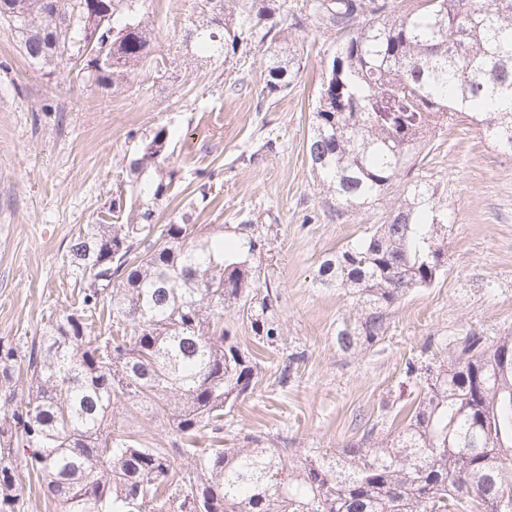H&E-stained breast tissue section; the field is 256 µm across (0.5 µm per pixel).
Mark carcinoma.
I'll return each instance as SVG.
<instances>
[{"mask_svg":"<svg viewBox=\"0 0 512 512\" xmlns=\"http://www.w3.org/2000/svg\"><path fill=\"white\" fill-rule=\"evenodd\" d=\"M141 5L0 0V23L42 76L81 57L84 77L108 91L153 62ZM310 25L339 41L306 139L329 214L403 185L386 222L317 270L353 299L336 345L356 354L445 263L448 204L422 171L423 150L465 124L512 153V0H194L184 42L218 66L243 45L264 50L263 98L300 70L285 31ZM106 42L107 61L87 51ZM169 144L164 127L144 137L126 168L130 196L73 239L77 305L31 337L0 339V512L18 508L21 467L57 512H512V331L465 330L448 358L425 366L423 395L386 443L370 429L338 452L298 458L223 447L224 410L262 380L261 353L224 328V313L267 350L283 332L271 282L253 265L265 246L257 227L237 225L228 248L224 225L194 223L210 182L177 220L158 223L179 179ZM104 312L111 328L97 333ZM303 359L288 354L282 385ZM123 413L162 420L167 439H139L116 424Z\"/></svg>","mask_w":512,"mask_h":512,"instance_id":"carcinoma-1","label":"carcinoma"}]
</instances>
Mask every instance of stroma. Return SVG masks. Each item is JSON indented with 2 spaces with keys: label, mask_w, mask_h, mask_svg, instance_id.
Returning <instances> with one entry per match:
<instances>
[{
  "label": "stroma",
  "mask_w": 512,
  "mask_h": 512,
  "mask_svg": "<svg viewBox=\"0 0 512 512\" xmlns=\"http://www.w3.org/2000/svg\"><path fill=\"white\" fill-rule=\"evenodd\" d=\"M192 2L144 3L172 78L158 82L142 70L109 93L67 68L42 77L0 24V338L34 335L73 306L75 278L64 262L72 236L108 210L142 138L165 126L180 180L177 195L158 206L160 223L176 218L210 176L213 200L196 223L224 225L228 238L239 224L272 227L271 252L260 261L279 294L283 336L253 396L225 413V447L300 454L345 447L370 429L393 437L418 390L409 367L447 356L463 329L512 330V155L459 126L427 157L453 219L445 270L407 294L379 343L345 354L336 329L353 317L352 301L315 274L384 223L403 194L396 186L369 209L329 214L305 142L336 35L289 31L301 69L287 93L261 102V51L241 49L219 68L185 64ZM240 80L245 89L233 90ZM296 351L305 355L298 377L280 386L277 366Z\"/></svg>",
  "instance_id": "stroma-1"
}]
</instances>
